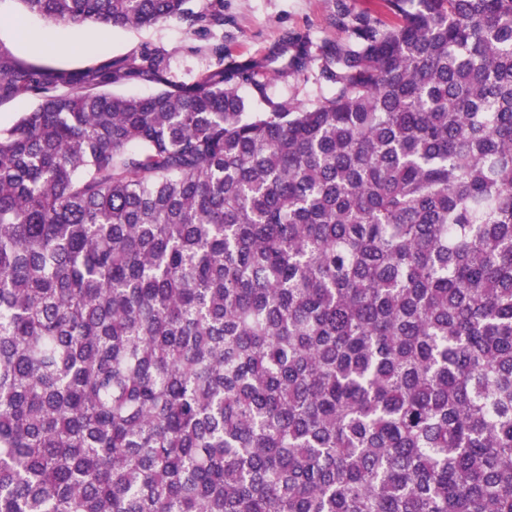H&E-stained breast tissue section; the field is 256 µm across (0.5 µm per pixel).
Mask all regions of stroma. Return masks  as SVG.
Instances as JSON below:
<instances>
[{
    "mask_svg": "<svg viewBox=\"0 0 512 512\" xmlns=\"http://www.w3.org/2000/svg\"><path fill=\"white\" fill-rule=\"evenodd\" d=\"M223 25L190 26L168 20L144 27L55 25L24 12L19 0H0V53L59 69L132 58L162 51L171 78L193 81L203 70L252 62L255 84L238 90L253 112H263L268 102L307 106L333 90L323 72V53L342 41L336 25L339 16L369 14L394 27L398 17L388 13L383 0H219ZM305 42L313 56L302 72L285 69L280 52L286 38ZM223 57H216V49ZM263 92H256V85Z\"/></svg>",
    "mask_w": 512,
    "mask_h": 512,
    "instance_id": "stroma-1",
    "label": "stroma"
}]
</instances>
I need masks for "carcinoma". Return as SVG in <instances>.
Masks as SVG:
<instances>
[{
  "mask_svg": "<svg viewBox=\"0 0 512 512\" xmlns=\"http://www.w3.org/2000/svg\"><path fill=\"white\" fill-rule=\"evenodd\" d=\"M384 2L303 108L0 55V512H512V0ZM36 105L34 99L4 96L0 100V127L11 125L22 114L30 112Z\"/></svg>",
  "mask_w": 512,
  "mask_h": 512,
  "instance_id": "cac0c4a2",
  "label": "carcinoma"
}]
</instances>
